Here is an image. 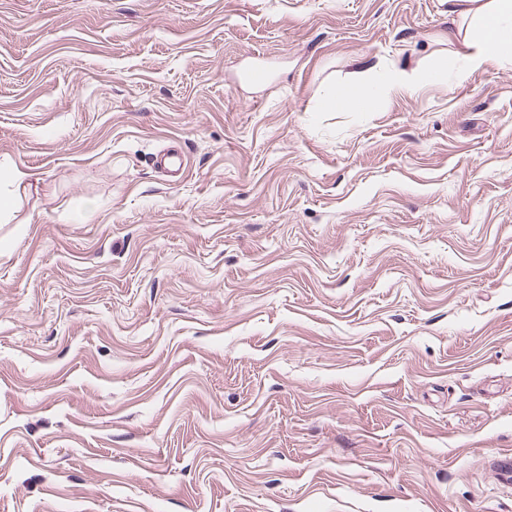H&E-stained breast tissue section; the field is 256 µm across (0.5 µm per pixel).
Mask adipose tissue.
<instances>
[{
	"instance_id": "adipose-tissue-1",
	"label": "adipose tissue",
	"mask_w": 512,
	"mask_h": 512,
	"mask_svg": "<svg viewBox=\"0 0 512 512\" xmlns=\"http://www.w3.org/2000/svg\"><path fill=\"white\" fill-rule=\"evenodd\" d=\"M461 21L463 67L459 80L480 71L491 59L512 62V0H448Z\"/></svg>"
}]
</instances>
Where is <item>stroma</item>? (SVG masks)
Here are the masks:
<instances>
[{
    "label": "stroma",
    "mask_w": 512,
    "mask_h": 512,
    "mask_svg": "<svg viewBox=\"0 0 512 512\" xmlns=\"http://www.w3.org/2000/svg\"><path fill=\"white\" fill-rule=\"evenodd\" d=\"M456 27L0 0V161L34 174L0 222V512H512V67L457 84ZM374 65L425 78L334 108Z\"/></svg>",
    "instance_id": "obj_1"
}]
</instances>
